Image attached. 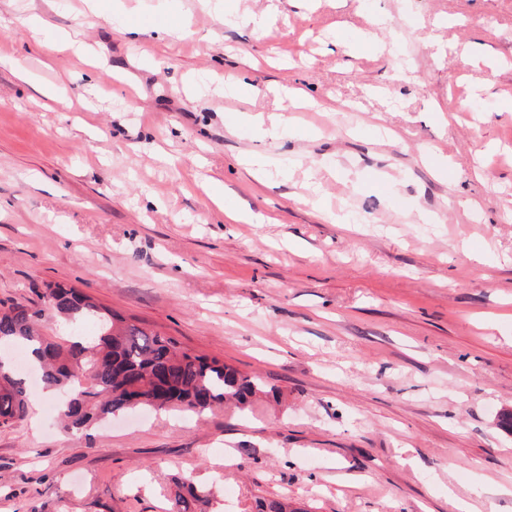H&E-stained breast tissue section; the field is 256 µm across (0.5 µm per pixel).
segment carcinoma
<instances>
[{"label":"carcinoma","mask_w":512,"mask_h":512,"mask_svg":"<svg viewBox=\"0 0 512 512\" xmlns=\"http://www.w3.org/2000/svg\"><path fill=\"white\" fill-rule=\"evenodd\" d=\"M39 299L0 309V346L30 351L46 393L66 394L61 424L68 434L139 409L202 413L232 403L245 411L265 393L259 378L192 354L76 288L47 284ZM47 319L75 325L91 320L97 333L59 342L42 331ZM28 410L27 376L0 357V427L24 420ZM211 496L187 479L178 483L168 512H203ZM257 512L300 510L281 497L259 502Z\"/></svg>","instance_id":"obj_1"}]
</instances>
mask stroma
I'll use <instances>...</instances> for the list:
<instances>
[{"instance_id":"35a3bbf8","label":"stroma","mask_w":512,"mask_h":512,"mask_svg":"<svg viewBox=\"0 0 512 512\" xmlns=\"http://www.w3.org/2000/svg\"><path fill=\"white\" fill-rule=\"evenodd\" d=\"M378 14L399 39L358 41ZM47 284L265 393L75 438L31 385L0 512H167L185 477L209 512H512V0H0V302Z\"/></svg>"}]
</instances>
